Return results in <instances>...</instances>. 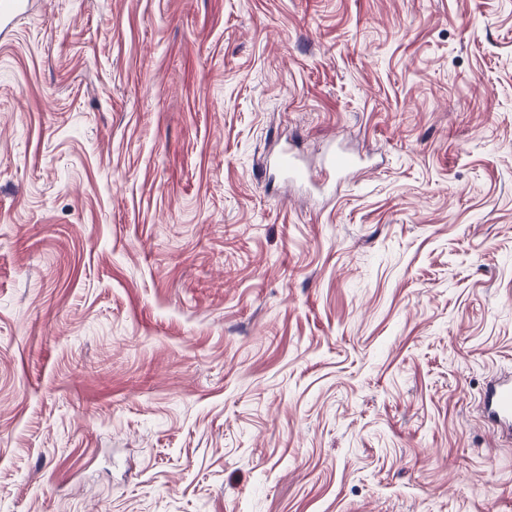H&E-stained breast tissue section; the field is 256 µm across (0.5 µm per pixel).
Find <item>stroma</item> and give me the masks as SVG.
<instances>
[{"label": "stroma", "instance_id": "obj_1", "mask_svg": "<svg viewBox=\"0 0 512 512\" xmlns=\"http://www.w3.org/2000/svg\"><path fill=\"white\" fill-rule=\"evenodd\" d=\"M322 193L264 181L284 144ZM512 0H30L0 36V512H512ZM359 169V163L353 157L340 152L331 151L324 163V174L335 172L340 179L347 178ZM490 416L508 427L512 426V380L493 384L487 395Z\"/></svg>", "mask_w": 512, "mask_h": 512}]
</instances>
